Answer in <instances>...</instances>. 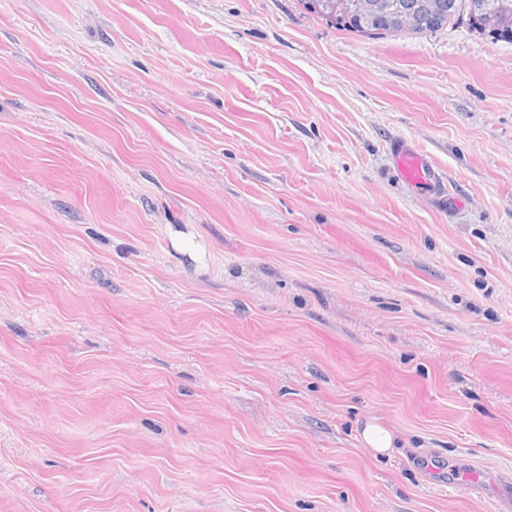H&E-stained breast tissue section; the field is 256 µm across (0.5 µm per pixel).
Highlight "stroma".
<instances>
[{
  "mask_svg": "<svg viewBox=\"0 0 512 512\" xmlns=\"http://www.w3.org/2000/svg\"><path fill=\"white\" fill-rule=\"evenodd\" d=\"M0 512H512V44L0 0ZM390 149L405 181L435 196L442 204L448 201L443 178L421 151L403 139L394 141ZM363 439L365 443L377 452H385L389 448H393L394 437L383 427L369 423L363 431Z\"/></svg>",
  "mask_w": 512,
  "mask_h": 512,
  "instance_id": "stroma-1",
  "label": "stroma"
}]
</instances>
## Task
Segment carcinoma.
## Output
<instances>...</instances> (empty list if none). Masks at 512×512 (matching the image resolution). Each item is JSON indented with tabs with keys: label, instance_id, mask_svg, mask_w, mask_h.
Returning <instances> with one entry per match:
<instances>
[{
	"label": "carcinoma",
	"instance_id": "cac0c4a2",
	"mask_svg": "<svg viewBox=\"0 0 512 512\" xmlns=\"http://www.w3.org/2000/svg\"><path fill=\"white\" fill-rule=\"evenodd\" d=\"M302 6L332 27L368 38H385L407 33L423 36L434 33L449 25L466 24L473 31L495 41L512 44V28L500 26L495 14L498 9L512 0H432L433 8L423 7V0H382L378 15L365 19L355 14L338 15L336 10L325 6L324 0H300ZM397 4L415 15L414 27L403 32L395 27L387 5Z\"/></svg>",
	"mask_w": 512,
	"mask_h": 512
}]
</instances>
